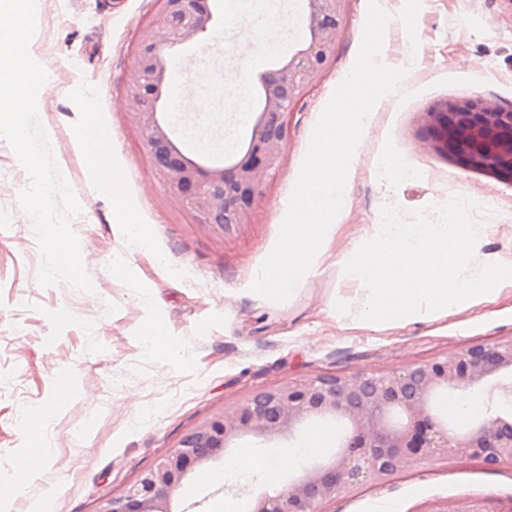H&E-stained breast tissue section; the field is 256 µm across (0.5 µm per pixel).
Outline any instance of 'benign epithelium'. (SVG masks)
Segmentation results:
<instances>
[{
    "mask_svg": "<svg viewBox=\"0 0 512 512\" xmlns=\"http://www.w3.org/2000/svg\"><path fill=\"white\" fill-rule=\"evenodd\" d=\"M306 39L258 75L260 108L232 163L205 168L171 137L162 106L170 57L213 22L209 0H156L155 17L139 28L135 64L122 86L126 113L162 173L175 202L222 235L251 223L266 176L282 159L288 113L336 62L350 0H303ZM429 147L466 170L512 183V109L480 97L443 99L421 116ZM512 377V336L394 372L320 376L259 391L196 425L177 446L140 471L96 512H178L175 499L197 472L224 460L244 438H292L304 427L334 421L342 433L333 453L314 458L276 495L251 497L245 512H325L341 493L402 472L430 455L512 465V411L488 415L460 433L434 408L450 392Z\"/></svg>",
    "mask_w": 512,
    "mask_h": 512,
    "instance_id": "1",
    "label": "benign epithelium"
}]
</instances>
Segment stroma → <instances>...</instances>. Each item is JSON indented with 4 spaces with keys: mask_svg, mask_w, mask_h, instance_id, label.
I'll list each match as a JSON object with an SVG mask.
<instances>
[{
    "mask_svg": "<svg viewBox=\"0 0 512 512\" xmlns=\"http://www.w3.org/2000/svg\"><path fill=\"white\" fill-rule=\"evenodd\" d=\"M390 14L380 62L407 68L399 94L383 97L363 133L349 178V208L322 255L316 274L292 297L266 300L250 289L275 246L316 124L352 68L362 40L368 0H351L336 65L288 115L280 167L269 174L254 222L220 236L176 206L163 176L124 109L122 84L134 64L131 47L154 0H37L30 55L52 77V95L39 97L38 115L80 212L71 219L91 291L67 282L41 286L40 254L31 218L19 204L29 183L10 144L0 138V512H93L101 497L120 493L137 473L192 428L257 391L318 376L392 372L464 348L512 336V285L500 282L490 300L425 320H361L365 285L340 256L368 239L381 211L436 219L437 205L484 191L476 213L489 234L476 265L512 259V184L465 170L435 155L420 116L434 103L482 96L512 108V0H378ZM226 0H211L214 23L171 59L183 108L171 130L181 149L204 166L223 165L226 144L242 145L256 109L260 73L273 68L303 38L302 0H277L281 36L267 34L256 9L225 18ZM251 42V60L233 48ZM484 62L472 71V59ZM110 141L119 185L151 235L134 248L112 217V193L93 188L79 147L89 125ZM116 259L137 269L113 272ZM156 324L175 355L148 351L143 333ZM473 416L461 417L452 398L442 411L469 427L493 412L512 410L498 389L464 393ZM49 407L47 452L36 478L10 483L11 465L30 442L25 410ZM287 476L243 473L239 482L194 479L181 493L184 512H244L247 494H276ZM479 500L483 512H512V468L439 457L402 473L341 493L328 512H427L436 501Z\"/></svg>",
    "mask_w": 512,
    "mask_h": 512,
    "instance_id": "stroma-1",
    "label": "stroma"
}]
</instances>
